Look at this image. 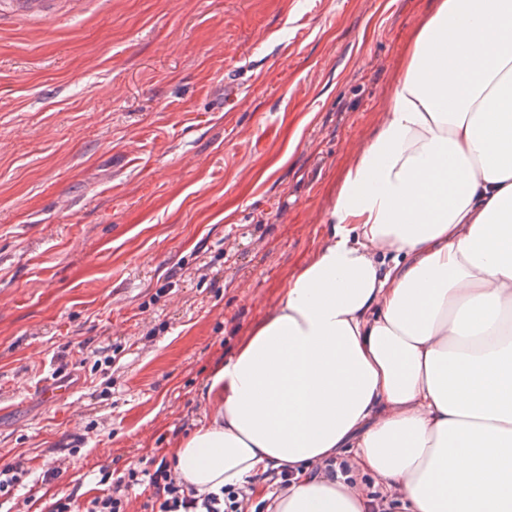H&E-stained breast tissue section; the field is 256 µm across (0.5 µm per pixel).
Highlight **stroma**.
<instances>
[{"label":"stroma","mask_w":512,"mask_h":512,"mask_svg":"<svg viewBox=\"0 0 512 512\" xmlns=\"http://www.w3.org/2000/svg\"><path fill=\"white\" fill-rule=\"evenodd\" d=\"M434 5H0V468L29 461L0 512L93 496L100 468L203 418L208 375L327 234ZM61 374L72 392L46 399Z\"/></svg>","instance_id":"1"}]
</instances>
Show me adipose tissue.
Masks as SVG:
<instances>
[{
  "instance_id": "1",
  "label": "adipose tissue",
  "mask_w": 512,
  "mask_h": 512,
  "mask_svg": "<svg viewBox=\"0 0 512 512\" xmlns=\"http://www.w3.org/2000/svg\"><path fill=\"white\" fill-rule=\"evenodd\" d=\"M328 222L208 376L167 450L180 477L273 512H375L376 487L404 512H512V0H437Z\"/></svg>"
}]
</instances>
